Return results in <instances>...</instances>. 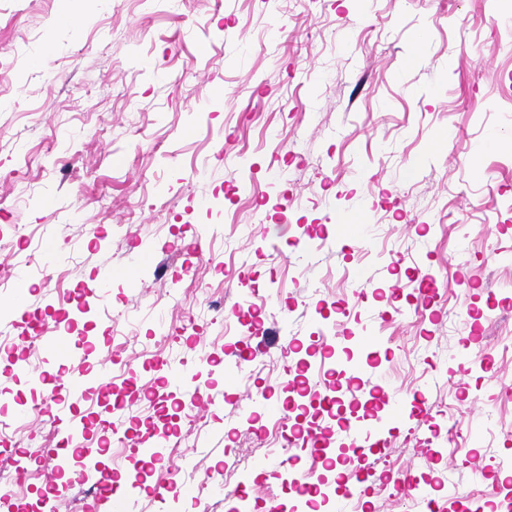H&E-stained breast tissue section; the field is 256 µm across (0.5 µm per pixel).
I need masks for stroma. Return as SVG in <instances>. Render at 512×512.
<instances>
[{"label": "stroma", "mask_w": 512, "mask_h": 512, "mask_svg": "<svg viewBox=\"0 0 512 512\" xmlns=\"http://www.w3.org/2000/svg\"><path fill=\"white\" fill-rule=\"evenodd\" d=\"M0 270V306L26 294L54 325L89 304L70 332L101 337L124 392L115 410L87 394L79 413L93 448L104 420L127 428L122 469L167 408V389L146 393L152 363L215 358L205 416L187 394L176 407L174 512H232L242 482L253 512L289 507L256 461L319 467L303 441L280 445L289 404L239 413L288 377L276 352L237 364L255 339L236 306L300 343L299 376L318 388L336 333L382 338L361 379L337 381L341 421L305 419L341 445L347 420L388 412L387 393L429 407L432 421L393 422L389 449L347 464L371 512H419L398 472L446 512H484L512 492V0H0ZM393 278L399 293L380 298ZM161 309L176 325L197 315L196 333L164 343ZM37 333L0 313V458L55 440L71 364L39 385L12 366L42 357L23 342Z\"/></svg>", "instance_id": "35a3bbf8"}]
</instances>
